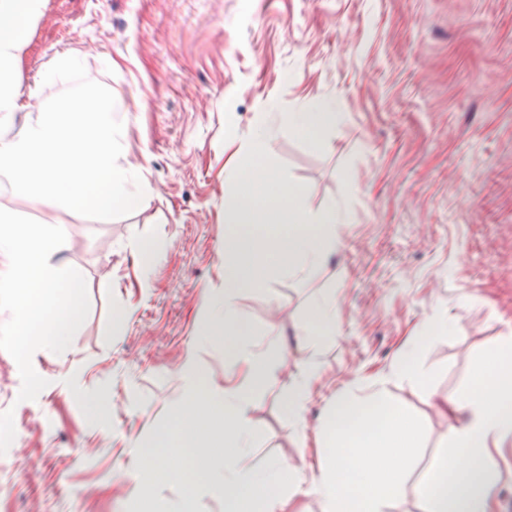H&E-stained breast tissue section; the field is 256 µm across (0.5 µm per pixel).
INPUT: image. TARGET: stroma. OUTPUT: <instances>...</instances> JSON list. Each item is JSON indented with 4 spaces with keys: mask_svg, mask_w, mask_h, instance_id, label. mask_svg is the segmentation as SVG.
Segmentation results:
<instances>
[{
    "mask_svg": "<svg viewBox=\"0 0 512 512\" xmlns=\"http://www.w3.org/2000/svg\"><path fill=\"white\" fill-rule=\"evenodd\" d=\"M79 54L108 87L121 121L120 163L141 167L144 197L99 220L44 208L0 183V209L65 226L52 262L85 278L89 314L70 347L34 353L47 381L18 401L15 360L0 351V512H127L137 451L201 437L188 456L215 460L222 418H173L194 353L206 391L224 390V352L199 342L201 301L224 285V205L240 192L228 158L266 114L273 179L336 202L340 247L312 281L262 269L245 290V323L274 324L255 349L281 350L275 389L258 392L248 463L318 474L315 431L332 396L388 374L410 335L440 309L456 325L422 355L429 380H393L391 401L426 432L388 512H423L412 485L446 437L449 396L473 382L482 353L512 330V0H46L30 27L22 86L39 102L58 59ZM332 99L342 119L313 147L282 121ZM162 249L153 286H140L131 243ZM336 297L335 336L305 342L316 296ZM126 311L122 326L114 315ZM321 365L304 430L284 398L309 362ZM151 495L174 512H224L190 479Z\"/></svg>",
    "mask_w": 512,
    "mask_h": 512,
    "instance_id": "obj_1",
    "label": "stroma"
}]
</instances>
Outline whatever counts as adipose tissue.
Returning a JSON list of instances; mask_svg holds the SVG:
<instances>
[{"label":"adipose tissue","instance_id":"1","mask_svg":"<svg viewBox=\"0 0 512 512\" xmlns=\"http://www.w3.org/2000/svg\"><path fill=\"white\" fill-rule=\"evenodd\" d=\"M341 119L335 102L288 115L289 129L306 133L313 145L328 146V134ZM273 139L259 134L244 145L242 180H269ZM230 229L224 236V292L205 298L203 339H224V392L201 390L193 357H186L181 376L191 393L192 414H217L224 419L222 461L200 469L205 489L224 498V512H292L301 492L317 498L322 512H386L398 495L402 463L389 447L414 448L424 437L413 419L402 416L388 399L385 386L396 379L414 386L427 382L420 357L444 335L453 332L446 312H436L421 333L412 336L396 355L389 377H376L335 397L317 432L324 462L308 487L297 471L278 463L257 469L247 458L257 439L250 410L257 391L275 388L285 364L282 353L259 352L248 342L239 314L242 292L257 287L259 256L278 260L279 272L318 277L336 252L335 227L345 217L336 204L312 207L307 195L282 182L270 201L235 199L224 208ZM478 384L448 405L458 419L450 423L444 449L414 492L426 512H492L502 479L497 458L512 446V331L488 347L475 369Z\"/></svg>","mask_w":512,"mask_h":512}]
</instances>
